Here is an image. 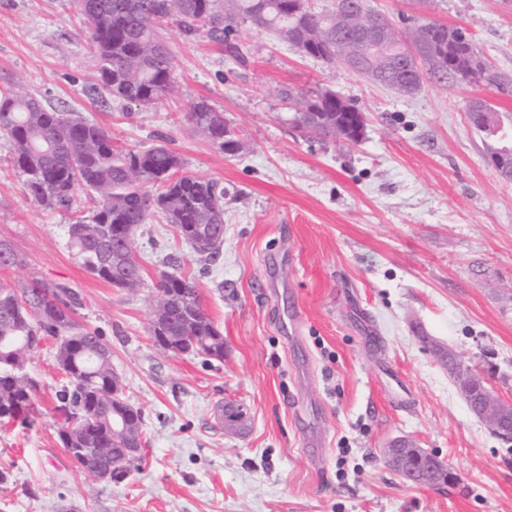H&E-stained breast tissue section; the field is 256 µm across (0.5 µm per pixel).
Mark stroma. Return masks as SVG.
Returning <instances> with one entry per match:
<instances>
[{"label": "stroma", "instance_id": "35a3bbf8", "mask_svg": "<svg viewBox=\"0 0 512 512\" xmlns=\"http://www.w3.org/2000/svg\"><path fill=\"white\" fill-rule=\"evenodd\" d=\"M367 2L401 29H464L505 83L426 77L403 95L248 24L236 58L171 25L176 90L130 109L99 94L73 0H0V87L21 81L104 126L117 148L166 143L186 173L226 190L219 258L200 260L152 219L135 234L146 286L129 292L89 274L68 247L69 224L92 213L95 194L39 206L0 139V240L24 259L0 267V282L74 290L75 318L111 349L145 440L126 479L84 473L51 419L65 377L44 342L29 361L37 424L0 429V512H512V439L470 409L441 357L452 352L512 403V181L490 165L491 142L468 114L480 98L512 126V0ZM286 88L355 104L362 140L298 131ZM200 99L223 111L242 152L188 128L184 112ZM163 270L193 280L224 336L223 360L155 345ZM227 399L247 407L245 431L219 425ZM400 439L439 457L455 484L404 480L385 461Z\"/></svg>", "mask_w": 512, "mask_h": 512}]
</instances>
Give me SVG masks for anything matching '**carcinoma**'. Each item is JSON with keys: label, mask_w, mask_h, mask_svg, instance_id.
Returning <instances> with one entry per match:
<instances>
[{"label": "carcinoma", "mask_w": 512, "mask_h": 512, "mask_svg": "<svg viewBox=\"0 0 512 512\" xmlns=\"http://www.w3.org/2000/svg\"><path fill=\"white\" fill-rule=\"evenodd\" d=\"M87 23L98 88L132 106L146 107L172 94L176 75L169 47L160 35L175 24L186 36L203 30L239 54L241 25L253 19L303 55L326 63L338 53H364L362 34L349 31L336 42V8L316 10L309 0H73ZM417 40L413 29L395 31L387 47L402 52ZM445 63L455 66L460 80L474 83L486 69H469L454 51ZM283 99L299 104L321 100L325 119L312 135L337 138L336 121L351 124L334 92L314 95L293 89ZM471 123L484 131L496 120L494 109L481 101L469 108ZM185 119L214 147L233 156L243 149L224 112L205 100L190 104ZM0 137L12 147V163L24 177L28 194L46 208L70 206L79 188L97 193L91 215L68 226V243L90 274L118 288L144 287L142 264L127 260L117 234L131 237L142 224L160 217L173 225L195 253L210 261L224 242V185L182 172V158L156 144L137 150L114 147L111 134L77 112H61L14 87L0 88ZM151 336L178 345L180 354H203L224 359V336L203 311L194 283L162 271ZM75 298L65 286L35 279L15 287L0 282V423L32 426L40 411L34 397L38 383L27 372L31 353L41 343H55L56 362L68 385L56 393L57 431L63 448L82 470L87 463L79 448H105L111 480L125 478L136 460L124 458L121 448L143 433L141 411L124 397L112 351L101 336L75 319ZM127 412L125 426L113 423L114 406ZM79 418L80 431L69 426Z\"/></svg>", "instance_id": "cac0c4a2"}]
</instances>
